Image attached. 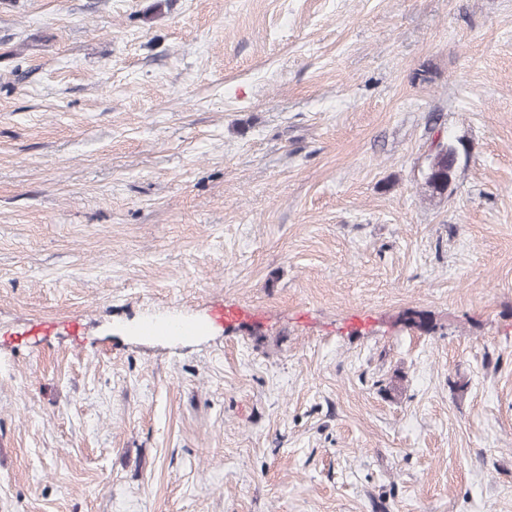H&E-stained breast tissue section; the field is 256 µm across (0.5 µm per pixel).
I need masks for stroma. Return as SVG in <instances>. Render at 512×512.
<instances>
[{"label": "stroma", "instance_id": "1", "mask_svg": "<svg viewBox=\"0 0 512 512\" xmlns=\"http://www.w3.org/2000/svg\"><path fill=\"white\" fill-rule=\"evenodd\" d=\"M0 512H512V0H0ZM429 158L426 185L431 192V196H441L448 190V184L456 162L455 151L447 142L440 141Z\"/></svg>", "mask_w": 512, "mask_h": 512}]
</instances>
